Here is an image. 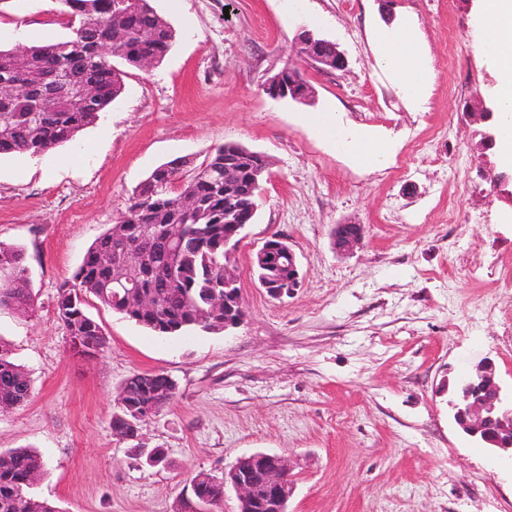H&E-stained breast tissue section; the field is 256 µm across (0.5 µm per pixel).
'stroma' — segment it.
Segmentation results:
<instances>
[{
  "instance_id": "1",
  "label": "stroma",
  "mask_w": 512,
  "mask_h": 512,
  "mask_svg": "<svg viewBox=\"0 0 512 512\" xmlns=\"http://www.w3.org/2000/svg\"><path fill=\"white\" fill-rule=\"evenodd\" d=\"M175 30L169 54L130 67L125 91L70 144L0 157V244L22 250L37 308H0V342L32 392L0 413V450L26 447L46 468L33 487L57 512H176L190 481L263 452L289 458L290 512H512V465L492 458L448 416V383L484 358L512 380V197L489 124L496 71L475 46L473 0H395L432 67L411 107L378 70L380 0H153ZM308 28L339 44L343 72L305 67L312 103L270 98L265 80L298 63ZM70 33L59 0H0V48ZM339 110L348 126L396 151L358 168L308 125ZM237 143L266 155L270 177L236 256L243 323L231 332L160 336L89 300L108 347L74 356L54 303L91 243L135 187L178 157L202 161ZM453 222H445L446 212ZM365 227L362 249L337 254L335 225ZM288 238L300 288L271 298L255 250ZM162 372L176 401L143 423L166 449L151 467L113 433L125 380Z\"/></svg>"
}]
</instances>
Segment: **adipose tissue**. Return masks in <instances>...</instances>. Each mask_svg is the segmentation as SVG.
<instances>
[{
    "instance_id": "1",
    "label": "adipose tissue",
    "mask_w": 512,
    "mask_h": 512,
    "mask_svg": "<svg viewBox=\"0 0 512 512\" xmlns=\"http://www.w3.org/2000/svg\"><path fill=\"white\" fill-rule=\"evenodd\" d=\"M476 15L478 49L492 61L497 74L493 93L497 163L501 170H512V0H478ZM376 64L395 76L409 99L417 101L425 95L430 64L411 21L398 17L383 28L377 39ZM310 119L323 138L359 166L381 169L389 164L393 148L386 140L348 131L340 115L332 111L311 113Z\"/></svg>"
}]
</instances>
